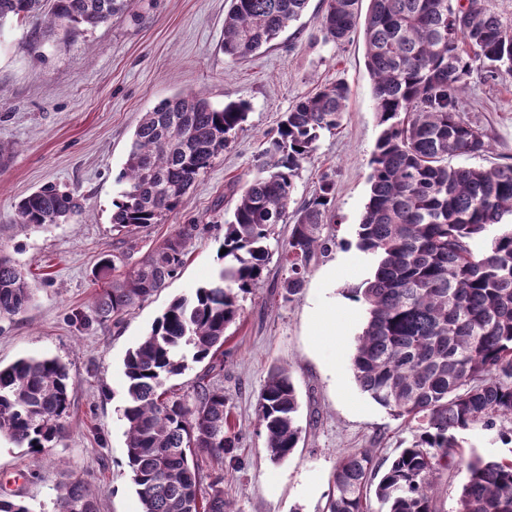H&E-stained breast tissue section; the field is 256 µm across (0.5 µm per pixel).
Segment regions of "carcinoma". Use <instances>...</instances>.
Returning <instances> with one entry per match:
<instances>
[{
	"instance_id": "obj_1",
	"label": "carcinoma",
	"mask_w": 512,
	"mask_h": 512,
	"mask_svg": "<svg viewBox=\"0 0 512 512\" xmlns=\"http://www.w3.org/2000/svg\"><path fill=\"white\" fill-rule=\"evenodd\" d=\"M45 0H0L7 24L42 11ZM308 0H230L224 55L244 58L270 44L302 15ZM319 27L344 40L359 19V0H324ZM131 0H53L48 27L72 33L124 14ZM365 64L381 126L369 161L370 193L358 248L374 272L350 297L366 321L352 357L355 381L411 431L387 464L372 448L340 455L324 512H440L442 476L464 464L456 512H512V458L464 460L465 435L480 427L512 445V163L448 165L488 151L486 135L460 109L470 74L512 76V29L485 0H369ZM349 95L341 83L302 96L284 113L258 158L259 176L228 190L237 196L224 222L223 264L188 297L174 299L124 361L126 457L140 512H234L224 498V464L236 467L234 432L224 388L229 326L240 318L239 293L257 287L269 260L267 242L293 224L281 247L282 299L292 300L319 258L336 245L323 232L333 211L326 176L295 210L296 178L317 142L340 126ZM246 102L214 106L196 91L180 92L142 113L112 200L111 221L130 234L160 224L182 203L242 129ZM74 190L48 185L22 198L6 230L39 231L81 214ZM198 225L181 224L140 260L112 255L97 270L94 301L101 322L119 323L165 287L183 265ZM486 245L477 250L476 240ZM33 301L29 278L0 246V317ZM211 358L191 392L167 381ZM74 386L56 359L21 358L0 367V433L34 461L61 437ZM298 400L290 371H271L257 405L266 455L287 459L300 441ZM206 457L214 468L204 471ZM208 491L202 492L204 480ZM0 512H32L0 495ZM55 512H99L85 484L74 480Z\"/></svg>"
}]
</instances>
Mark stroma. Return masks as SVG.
<instances>
[{
  "instance_id": "35a3bbf8",
  "label": "stroma",
  "mask_w": 512,
  "mask_h": 512,
  "mask_svg": "<svg viewBox=\"0 0 512 512\" xmlns=\"http://www.w3.org/2000/svg\"><path fill=\"white\" fill-rule=\"evenodd\" d=\"M229 0H133L129 12L60 41L28 17L0 35V142L14 152L0 161V224L15 204L45 183L73 189L83 211L41 232L0 240L27 272L30 308L0 318V365L23 357L65 364L75 386L62 436L40 462L0 435V494L26 500L34 512H53L64 485L83 480L100 512H140L126 457L123 361L175 298L205 284L220 264L224 220L234 203L228 181H250L264 135L283 113L317 86L342 82L349 90L340 127L324 134L296 180L295 201L312 197L321 176L335 187L333 250L314 264L292 301L282 300L280 246L290 227L278 225L269 262L253 291L241 294V318L226 332L224 370L217 379L242 434L241 467L225 470L224 496L235 512H323L339 455L376 449L390 458L411 437L355 382L351 358L365 310L346 291L373 272L357 246L369 197V161L381 128L365 65L362 31L343 42L325 40L318 19L323 0H308L302 17L269 45L243 59L225 56ZM204 91L218 107L244 100L248 118L235 141L201 175L181 206L161 224L141 229L135 246L111 223L112 200L142 112L183 90ZM465 117L484 130L491 148L454 166L512 163V77L473 73L464 94ZM197 221L183 266L120 323H99L93 297L102 258L128 252L141 259L178 225ZM333 321L337 335L321 326ZM291 371L302 439L285 461L271 462L257 426L258 396L274 367Z\"/></svg>"
}]
</instances>
